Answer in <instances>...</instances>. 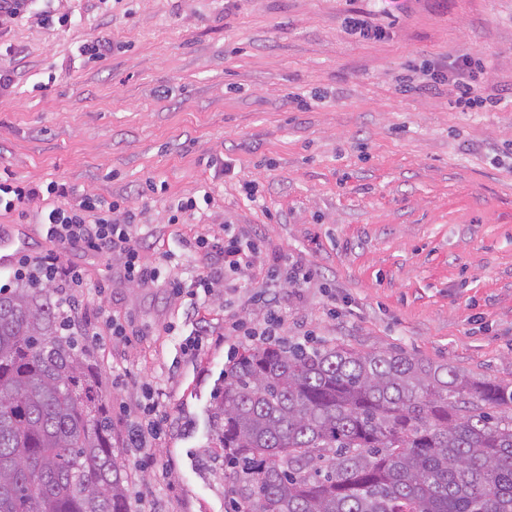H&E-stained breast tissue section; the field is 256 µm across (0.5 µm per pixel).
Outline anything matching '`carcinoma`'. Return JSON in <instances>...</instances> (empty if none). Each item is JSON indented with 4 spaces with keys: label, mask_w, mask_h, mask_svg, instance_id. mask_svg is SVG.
I'll return each instance as SVG.
<instances>
[{
    "label": "carcinoma",
    "mask_w": 512,
    "mask_h": 512,
    "mask_svg": "<svg viewBox=\"0 0 512 512\" xmlns=\"http://www.w3.org/2000/svg\"><path fill=\"white\" fill-rule=\"evenodd\" d=\"M51 289L0 292V512H129L96 370ZM234 512H512V381L403 351L268 343L224 366Z\"/></svg>",
    "instance_id": "obj_1"
}]
</instances>
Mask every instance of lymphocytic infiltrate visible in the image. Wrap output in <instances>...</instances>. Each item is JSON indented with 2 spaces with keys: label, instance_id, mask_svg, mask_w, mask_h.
Masks as SVG:
<instances>
[{
  "label": "lymphocytic infiltrate",
  "instance_id": "1",
  "mask_svg": "<svg viewBox=\"0 0 512 512\" xmlns=\"http://www.w3.org/2000/svg\"><path fill=\"white\" fill-rule=\"evenodd\" d=\"M425 71L432 81L450 82L455 89V108L465 112L483 106L478 80L483 71L481 59L462 53L450 67L432 62L426 64ZM30 201L43 204L40 221L47 240L61 247L119 254L122 258L119 274L126 282L143 287L158 284L179 287V280L163 276L160 267L147 268L141 264L143 237L136 216L132 211L122 210L119 202L76 194L72 187L56 180L21 182L13 177L8 167H1L0 207L10 212ZM193 250L213 261L212 267L198 272L192 282L193 287L201 289L204 296L209 297L226 282L241 280L245 270L252 266L258 246L242 242L237 235L229 233L217 241L196 237ZM9 276L16 280H45L60 284V300L66 307L72 306L88 288L82 270L61 265L51 254L20 256L11 266Z\"/></svg>",
  "mask_w": 512,
  "mask_h": 512
}]
</instances>
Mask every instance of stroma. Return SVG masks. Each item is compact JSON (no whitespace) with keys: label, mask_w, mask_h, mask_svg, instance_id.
<instances>
[{"label":"stroma","mask_w":512,"mask_h":512,"mask_svg":"<svg viewBox=\"0 0 512 512\" xmlns=\"http://www.w3.org/2000/svg\"><path fill=\"white\" fill-rule=\"evenodd\" d=\"M68 26L0 17L16 73L0 94V162L21 180H62L125 198L149 237L140 259L188 277L189 248L231 231L259 243L248 285L199 308L164 287L126 284L106 252L56 249L36 204L0 212L29 255L57 253L95 287L75 314L99 373L130 512H230L204 468L208 414L229 347L224 322L262 324L255 295L280 283L277 339L393 350L475 377L512 380V0H54ZM358 11L381 40L349 33ZM111 44L82 55L92 39ZM464 51L485 62L483 107L460 112L420 66ZM419 91L399 94L402 77ZM252 181L246 197L244 181ZM210 188L204 211L174 217ZM312 274L304 287L293 267ZM126 336L98 341L103 312ZM205 332L198 355L182 338ZM172 420L131 448L143 387Z\"/></svg>","instance_id":"1"}]
</instances>
